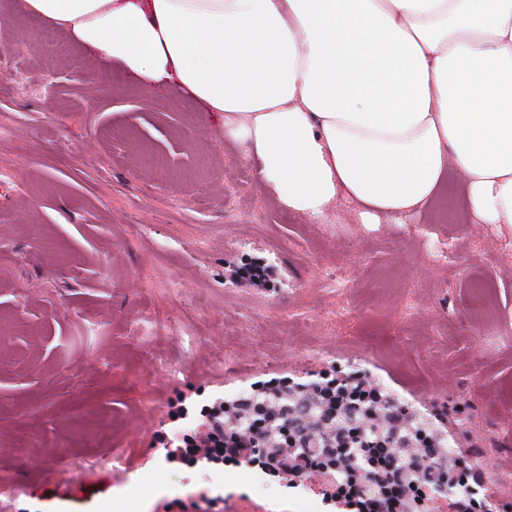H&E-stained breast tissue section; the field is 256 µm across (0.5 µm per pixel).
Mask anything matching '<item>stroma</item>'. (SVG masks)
Here are the masks:
<instances>
[{
	"label": "stroma",
	"instance_id": "35a3bbf8",
	"mask_svg": "<svg viewBox=\"0 0 512 512\" xmlns=\"http://www.w3.org/2000/svg\"><path fill=\"white\" fill-rule=\"evenodd\" d=\"M0 512H337L160 441L260 380L359 370L481 449L512 512V226L281 209L224 118L0 0ZM259 258L268 284L235 272ZM493 289L469 313L470 277Z\"/></svg>",
	"mask_w": 512,
	"mask_h": 512
}]
</instances>
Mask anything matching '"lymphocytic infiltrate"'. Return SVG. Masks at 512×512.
<instances>
[{"instance_id":"f902f5d3","label":"lymphocytic infiltrate","mask_w":512,"mask_h":512,"mask_svg":"<svg viewBox=\"0 0 512 512\" xmlns=\"http://www.w3.org/2000/svg\"><path fill=\"white\" fill-rule=\"evenodd\" d=\"M205 418L203 432L168 450L170 460H203L217 469L244 463L291 487L332 474L335 484L316 492L343 512H423L426 487L442 481L465 494L435 512H475L481 504L478 465L443 461V420L415 425L360 371L307 384L258 381Z\"/></svg>"}]
</instances>
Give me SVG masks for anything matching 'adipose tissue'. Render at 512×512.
Segmentation results:
<instances>
[{
  "mask_svg": "<svg viewBox=\"0 0 512 512\" xmlns=\"http://www.w3.org/2000/svg\"><path fill=\"white\" fill-rule=\"evenodd\" d=\"M144 89L177 85L286 210L422 212L448 168L512 225V0H10Z\"/></svg>",
  "mask_w": 512,
  "mask_h": 512,
  "instance_id": "ef3b65f1",
  "label": "adipose tissue"
}]
</instances>
